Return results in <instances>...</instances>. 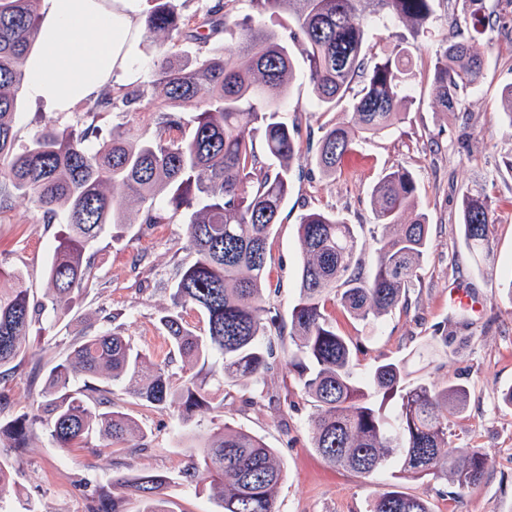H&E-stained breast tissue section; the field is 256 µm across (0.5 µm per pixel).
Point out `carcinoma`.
Returning a JSON list of instances; mask_svg holds the SVG:
<instances>
[{
	"label": "carcinoma",
	"mask_w": 512,
	"mask_h": 512,
	"mask_svg": "<svg viewBox=\"0 0 512 512\" xmlns=\"http://www.w3.org/2000/svg\"><path fill=\"white\" fill-rule=\"evenodd\" d=\"M150 2L144 32H168L152 73L163 102L155 103L139 85H124L86 104V115L150 112L153 133H114L111 141L91 148L88 142L97 137L91 122L62 133L46 128L18 148L12 122L40 15L37 0H0V203L19 192L33 200L43 222L65 216L69 232L46 269L51 303L88 288L93 275L87 249L108 229L124 226L114 209L117 201H139L144 224H172L186 209L195 253L174 279L171 306L158 317L169 346L166 358L145 376V357L124 336L106 331L75 340L47 375V400L39 413L0 422V438L10 448L26 447L37 424L66 450L87 447L93 433L112 446L136 434L145 438L136 421L114 410L112 390L95 383L101 377L132 387L154 408L170 410L186 424L203 408H221L222 403L211 402L209 383L215 377L248 383L276 365L271 331L282 326L263 296L268 241L291 190L293 166L302 158L300 124L279 119L295 79L288 42L302 46L318 109L350 102L351 121L326 129L310 158L330 177L360 143L400 123L403 107L411 103L412 59L403 36L372 56L370 29L403 24L419 34L436 21V0H248L251 13L232 26L219 15L218 3L203 14L177 17L168 0ZM467 2L465 28L436 51L432 65L434 100L442 112L454 111L460 90L477 86L485 66L480 36L493 18L482 0ZM279 11L293 20L286 35L260 22ZM233 27L238 29L234 45L192 64L178 61L182 41L205 44L218 29ZM184 112L193 113L189 134ZM157 198L166 199L168 207L156 206ZM371 204L384 233L375 242V265L368 275L359 266L355 225L331 211H311L298 225L302 264L289 334L299 344L288 367L316 402L313 448L329 465L360 476L393 466L403 478H445L464 493L480 483L487 468L480 449L449 443L451 418L465 409L466 388L454 383L411 387L405 361L380 362L365 376L357 375L351 341L336 330L328 311L331 303L370 324L408 304L429 235L410 172H386L372 190ZM492 216L483 185L463 192L460 224L477 255L489 249ZM3 281L9 286H0V368L18 360L47 310L30 302L20 274L0 269ZM191 311L205 321L201 334L186 320ZM175 355L196 372L169 371ZM74 375L89 382L74 390ZM377 393L397 398L394 416L373 401ZM199 447V457L181 474L185 484L209 483L218 491L222 512H279L275 490L283 472L275 449L226 424ZM168 483L169 477L154 473L126 480L144 505L142 512H169L162 498ZM89 497L90 512H124L117 496L93 489ZM372 512L431 509L427 499L395 487L376 498Z\"/></svg>",
	"instance_id": "cac0c4a2"
}]
</instances>
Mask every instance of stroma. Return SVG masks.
Wrapping results in <instances>:
<instances>
[{
	"instance_id": "obj_1",
	"label": "stroma",
	"mask_w": 512,
	"mask_h": 512,
	"mask_svg": "<svg viewBox=\"0 0 512 512\" xmlns=\"http://www.w3.org/2000/svg\"><path fill=\"white\" fill-rule=\"evenodd\" d=\"M496 23L484 35L489 46L479 85L460 92L455 111L434 104L430 61L440 45L454 40L462 4L440 0L430 34L409 38L413 61V101L402 123L388 134L366 140L344 162L341 173L323 176L302 161L293 169L292 191L279 224L269 239V271L264 297L267 306L289 321L298 298L301 252L298 224L310 211H333L359 227V257L370 272L373 240L383 232L371 209L373 186L392 167L409 170L417 185L418 209L429 226L427 255L417 273L406 307H398L377 324L337 315L336 327L359 348L357 374L382 361L408 358L410 385L426 383L466 387L465 412L450 427L451 444L478 448L489 464L481 483L465 496L445 480L398 477L388 468L364 478L333 468L312 446L313 399L303 394L286 364L296 344L288 332L273 334L280 361L258 384L222 383L217 393L224 409H203L189 427L155 409L124 386L112 389L115 408L140 425L143 434L108 447L93 435L87 447L64 451L47 430L36 426L27 448L0 450L9 459L12 480L0 490V512H88L85 488L124 496L125 512H142L139 500L125 495L124 477L143 471L170 477L164 490L169 512H219L216 492L182 484L180 473L201 443L217 426L258 436L277 452L283 479L277 489L279 512H370L377 495L392 486L428 499L433 512H512V409L502 406V390L512 386V129L500 109L501 91L512 84V0H485ZM83 108L70 116L34 111L21 99L14 116L17 145L29 144L44 128L75 127ZM280 117L300 123L302 148L316 147L323 132L349 120L346 105L322 112L312 109L305 63H298L293 87ZM483 184L493 203L489 233L490 257L498 269L489 275L483 261L466 247L458 221L461 194L473 182ZM127 224L119 236L104 235L89 251L93 279L86 290L46 312L24 344L22 363L4 390L7 405L0 417L32 412L45 399L49 369L67 354L71 339L106 328V315L149 361H161L165 346L157 327L161 310L170 305V285L178 269L194 259L182 222L141 223L140 206L121 204ZM67 231L64 217L38 222L30 197L12 193L0 209V268L20 272L33 301L46 299L47 264ZM452 288L469 290L478 303L461 312L448 299ZM454 328L451 337L442 332ZM447 346H440V339ZM436 345L433 357L418 361L413 354ZM149 451H139L141 441Z\"/></svg>"
}]
</instances>
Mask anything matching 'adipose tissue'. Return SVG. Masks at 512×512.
<instances>
[{
    "label": "adipose tissue",
    "mask_w": 512,
    "mask_h": 512,
    "mask_svg": "<svg viewBox=\"0 0 512 512\" xmlns=\"http://www.w3.org/2000/svg\"><path fill=\"white\" fill-rule=\"evenodd\" d=\"M25 92L51 112L97 98L129 73L143 27L134 0H46Z\"/></svg>",
    "instance_id": "ef3b65f1"
}]
</instances>
